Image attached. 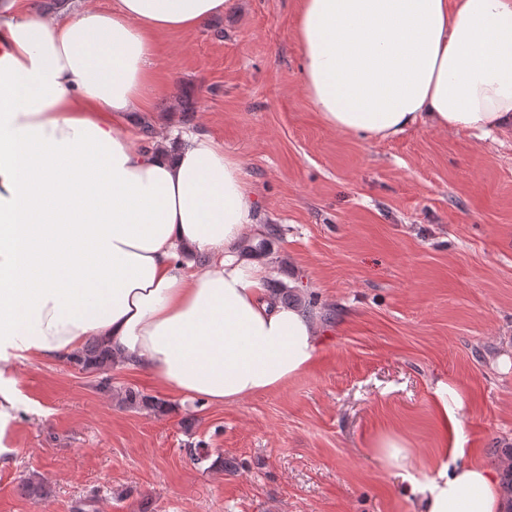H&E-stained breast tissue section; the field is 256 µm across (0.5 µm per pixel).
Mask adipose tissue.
<instances>
[{
	"label": "adipose tissue",
	"instance_id": "1",
	"mask_svg": "<svg viewBox=\"0 0 512 512\" xmlns=\"http://www.w3.org/2000/svg\"><path fill=\"white\" fill-rule=\"evenodd\" d=\"M236 0H93L66 19L0 0V362L102 339L116 363L207 405L307 371L316 312L240 256L256 203L204 135L144 144L156 34ZM301 89L322 122L386 140L425 126L512 137V0H301ZM453 449L410 477L414 512H503L496 472Z\"/></svg>",
	"mask_w": 512,
	"mask_h": 512
}]
</instances>
